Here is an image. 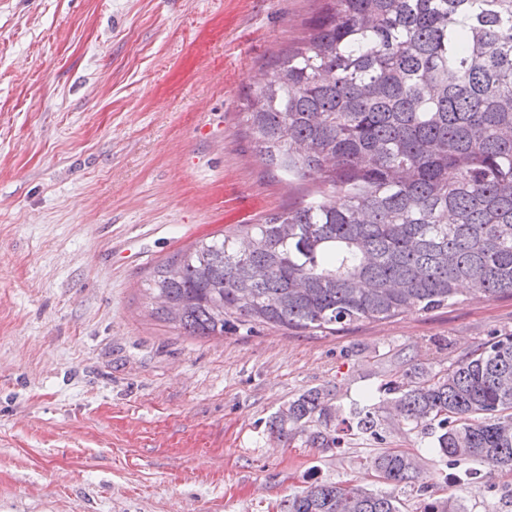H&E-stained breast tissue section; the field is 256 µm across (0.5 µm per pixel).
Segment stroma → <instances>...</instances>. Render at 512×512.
I'll return each instance as SVG.
<instances>
[{"label":"stroma","mask_w":512,"mask_h":512,"mask_svg":"<svg viewBox=\"0 0 512 512\" xmlns=\"http://www.w3.org/2000/svg\"><path fill=\"white\" fill-rule=\"evenodd\" d=\"M318 0H0V512H280L313 481L382 492L381 448L440 495L512 512V470L469 483L388 422L323 450L267 422L328 387L348 410L512 330V297L336 332L191 336L144 286L199 239L301 203L244 134L257 76Z\"/></svg>","instance_id":"obj_1"}]
</instances>
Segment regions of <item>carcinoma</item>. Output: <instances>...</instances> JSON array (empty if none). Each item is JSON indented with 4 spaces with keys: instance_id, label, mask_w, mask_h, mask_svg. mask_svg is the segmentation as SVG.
<instances>
[{
    "instance_id": "1",
    "label": "carcinoma",
    "mask_w": 512,
    "mask_h": 512,
    "mask_svg": "<svg viewBox=\"0 0 512 512\" xmlns=\"http://www.w3.org/2000/svg\"><path fill=\"white\" fill-rule=\"evenodd\" d=\"M301 44L245 100L261 164L317 187L295 207L202 239L158 265L145 291L190 336L264 325L329 330L512 296V0H322ZM352 405L375 440L382 406L447 464L512 469V331L434 372L414 366ZM329 389L268 422L336 449ZM389 492L315 481L281 512H466L436 496L425 457L386 448Z\"/></svg>"
}]
</instances>
